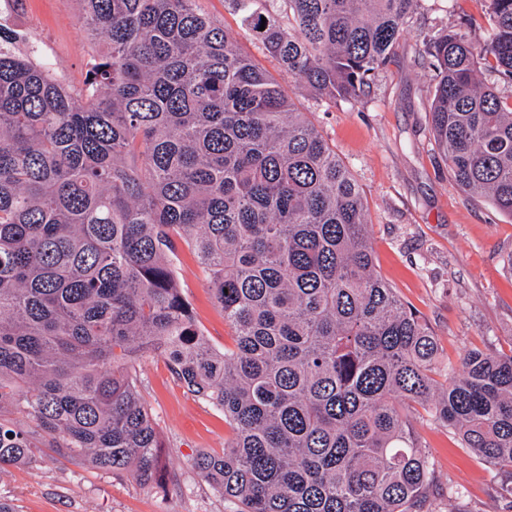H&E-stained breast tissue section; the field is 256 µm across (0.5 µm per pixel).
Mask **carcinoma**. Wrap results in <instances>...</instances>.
Wrapping results in <instances>:
<instances>
[{
	"label": "carcinoma",
	"instance_id": "1",
	"mask_svg": "<svg viewBox=\"0 0 512 512\" xmlns=\"http://www.w3.org/2000/svg\"><path fill=\"white\" fill-rule=\"evenodd\" d=\"M105 45L71 87L0 30V468L67 461L153 484L160 434L135 363L162 355L224 412L195 467L238 512H436L423 409L512 468V354L440 366L378 274L364 192L288 80L364 94L418 0H226L277 63L242 54L196 0H77ZM490 38L428 41L431 131L456 187L512 216V0ZM186 247L233 346L214 348L174 274Z\"/></svg>",
	"mask_w": 512,
	"mask_h": 512
}]
</instances>
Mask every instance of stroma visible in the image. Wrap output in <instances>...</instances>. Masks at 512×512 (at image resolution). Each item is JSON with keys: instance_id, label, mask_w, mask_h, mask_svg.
I'll return each mask as SVG.
<instances>
[{"instance_id": "35a3bbf8", "label": "stroma", "mask_w": 512, "mask_h": 512, "mask_svg": "<svg viewBox=\"0 0 512 512\" xmlns=\"http://www.w3.org/2000/svg\"><path fill=\"white\" fill-rule=\"evenodd\" d=\"M197 5L276 71L224 0ZM77 9L76 0H0V27L17 34L20 53L77 86L94 50ZM488 13L489 0H420L388 65L359 99L319 101L297 84L286 86L364 191L377 273L430 325L442 363L453 367L475 347L512 352V217L453 185L430 131L435 81L423 56L426 39L459 27L464 15L474 21L465 35L488 40ZM177 275L210 343L231 345L233 332L188 250L179 253ZM136 371L161 432L153 487L41 448L37 462L0 471V498L17 512H230L194 468L199 451L223 453L230 436L223 413L189 393L158 354L140 357ZM411 425L433 458L428 495L438 512H512V470L486 463L445 427L425 419Z\"/></svg>"}]
</instances>
